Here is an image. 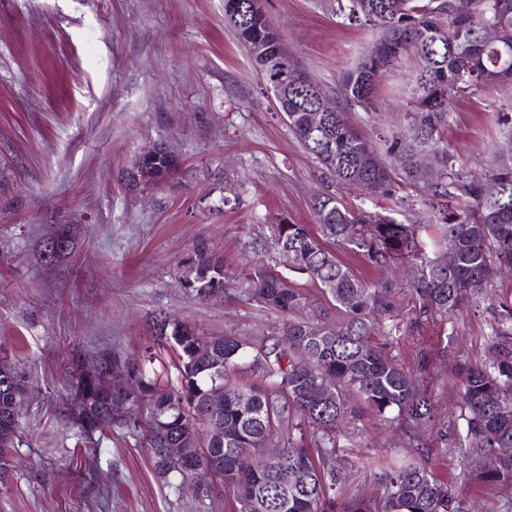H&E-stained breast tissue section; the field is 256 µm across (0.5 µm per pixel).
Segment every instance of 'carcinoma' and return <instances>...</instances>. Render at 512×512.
I'll return each instance as SVG.
<instances>
[{"instance_id":"cac0c4a2","label":"carcinoma","mask_w":512,"mask_h":512,"mask_svg":"<svg viewBox=\"0 0 512 512\" xmlns=\"http://www.w3.org/2000/svg\"><path fill=\"white\" fill-rule=\"evenodd\" d=\"M346 9L349 20L380 30L357 65L340 76L346 98L374 110L381 75L407 55L416 61L411 121L383 156L345 113L321 111L325 91L288 56L257 0H224V25L248 50L290 130L336 181L365 195L388 193L397 172L422 183L438 233L426 243L418 224L355 212L335 196L320 194L312 202L315 227L276 224L273 244L278 254L288 255V270L333 299L334 320L303 315V295L295 283L276 267L259 264L238 291L283 314L280 330L253 337L206 336L160 314L152 322V344L138 357L122 359L103 350L89 365L81 353L71 356V391L83 404H73L67 415L88 445L99 443L114 426L136 433L166 482L173 471L162 450L176 447L184 435L193 437L201 463L218 455L224 459L213 474L232 495L235 512H467L457 483L438 477L427 453L386 463L376 472L378 496L351 492V475L324 469L340 440L363 428L366 409L386 424L405 426L416 442L435 427L434 399L425 385L427 354L420 355L417 373H408L373 342L381 326L372 314L396 317L391 289L358 278L337 252H354L380 270L414 266L413 328L435 320L448 323L493 287L502 269L512 268V154L478 176L456 165L444 141L451 98L489 85L512 86V55L498 60L482 32L487 25L512 28V0H347ZM290 69L298 80L288 79ZM423 151L431 161L421 174L416 157ZM143 164L138 157L127 172L135 186H158L178 172L177 157L162 149L150 158L155 173L147 179ZM488 183L496 192L486 194ZM60 229L56 262L74 252L80 234L77 224ZM448 251L452 261L444 263ZM183 280L201 302L223 298L224 255L199 244ZM492 331L491 357L467 363L458 373L462 430L457 448L464 455H497V464L482 471V483L512 487V299L499 298ZM299 352L309 355L311 367L298 361ZM120 364L138 375L142 391L133 398L127 421L109 413L112 397L122 390ZM9 374L18 371L1 361L0 480L9 469V448L19 438L12 420L15 393L1 384ZM320 387L332 398H317ZM218 390L224 407L214 412L208 398Z\"/></svg>"}]
</instances>
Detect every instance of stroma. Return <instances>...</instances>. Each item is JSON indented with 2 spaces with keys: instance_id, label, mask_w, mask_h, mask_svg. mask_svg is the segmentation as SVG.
<instances>
[{
  "instance_id": "stroma-1",
  "label": "stroma",
  "mask_w": 512,
  "mask_h": 512,
  "mask_svg": "<svg viewBox=\"0 0 512 512\" xmlns=\"http://www.w3.org/2000/svg\"><path fill=\"white\" fill-rule=\"evenodd\" d=\"M299 67L369 139L403 134L410 117L407 58L363 111L339 78L378 36L349 20L337 0H262ZM512 113V87H483L454 99L445 138L464 169L483 174L512 151L495 121ZM162 143L178 157L171 182L128 183L135 158ZM352 210L426 223L425 192L396 182L367 196L336 182L278 112L248 52L224 26V0H0V360L27 381L21 438L0 483V512H231L230 499L175 492L161 481L138 437L114 429L87 447L65 408L69 352L123 355L151 343L153 317L166 313L199 330L252 336L281 328L282 316L239 296L203 303L181 286L198 241L223 253L227 287L258 263L279 259L272 226L310 224L316 195ZM54 224L81 227L75 253L54 265L36 247ZM361 279L391 280L403 320L413 315L410 273L387 277L343 255ZM496 306L480 301L458 319L420 331L401 328L377 342L405 369L427 353L435 397L427 441L442 478L466 473V494L486 512H512V489L486 488V462L455 447L460 426L456 366L486 356ZM342 442L344 472L373 495L364 465L414 448L400 427L373 413Z\"/></svg>"
}]
</instances>
